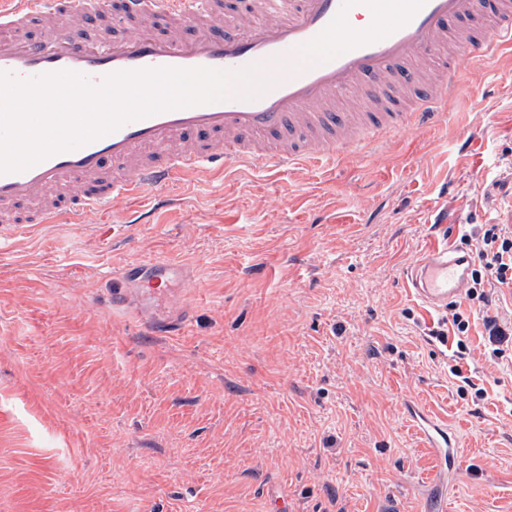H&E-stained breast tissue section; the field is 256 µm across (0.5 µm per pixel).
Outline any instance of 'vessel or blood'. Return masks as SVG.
<instances>
[{
  "label": "vessel or blood",
  "mask_w": 512,
  "mask_h": 512,
  "mask_svg": "<svg viewBox=\"0 0 512 512\" xmlns=\"http://www.w3.org/2000/svg\"><path fill=\"white\" fill-rule=\"evenodd\" d=\"M512 48V0H22L0 7V72L24 80L122 71L234 70L264 64L277 83L230 99L124 122L113 132L0 173V223L83 224L107 210L166 202L179 182L231 166L327 161L420 127L442 113L471 60ZM472 260L429 244L404 273L411 294L442 312L462 298ZM175 263L137 260L112 272L115 308L168 297ZM409 413L439 465L460 471L458 442L425 407Z\"/></svg>",
  "instance_id": "obj_1"
}]
</instances>
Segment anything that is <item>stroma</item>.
I'll list each match as a JSON object with an SVG mask.
<instances>
[{
  "instance_id": "stroma-1",
  "label": "stroma",
  "mask_w": 512,
  "mask_h": 512,
  "mask_svg": "<svg viewBox=\"0 0 512 512\" xmlns=\"http://www.w3.org/2000/svg\"><path fill=\"white\" fill-rule=\"evenodd\" d=\"M512 51L446 118L335 162L185 181L158 223L110 212L0 248V512H512V349L459 392L404 272L430 241L512 224ZM277 209H269L271 197ZM171 259L177 336L107 300ZM416 401L460 443L428 496Z\"/></svg>"
}]
</instances>
